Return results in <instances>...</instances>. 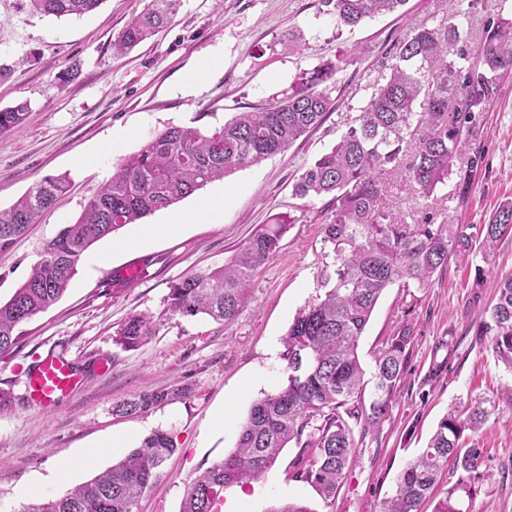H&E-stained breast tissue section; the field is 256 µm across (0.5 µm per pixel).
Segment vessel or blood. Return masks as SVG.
<instances>
[{
	"label": "vessel or blood",
	"mask_w": 512,
	"mask_h": 512,
	"mask_svg": "<svg viewBox=\"0 0 512 512\" xmlns=\"http://www.w3.org/2000/svg\"><path fill=\"white\" fill-rule=\"evenodd\" d=\"M82 375L70 362L47 357L27 373V387L32 403L47 408L68 397L81 383Z\"/></svg>",
	"instance_id": "vessel-or-blood-1"
}]
</instances>
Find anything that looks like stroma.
<instances>
[{
  "mask_svg": "<svg viewBox=\"0 0 512 512\" xmlns=\"http://www.w3.org/2000/svg\"><path fill=\"white\" fill-rule=\"evenodd\" d=\"M147 0H104L90 14L56 18L31 11L21 0H0V64L14 73L0 84V107L26 101L23 129L0 137V208H9L37 180L68 174L70 192L0 252V300H7L41 258L43 244L74 223L83 205L115 168L170 126L221 127L235 113L271 103L302 71L340 49H360L353 65L332 85L336 110L316 130L285 152L235 170L171 207L157 211L95 243L98 264H79L71 287L50 309L21 327L19 343L0 358V390L11 406L0 411V512H20L23 489L48 474L52 462L100 447L96 463L60 480L47 495L62 496L110 467L151 432L170 433L176 453L158 470L139 512H179L187 487L236 446L239 427L252 404L282 385L283 359H271L295 315L320 292L319 277L332 264L322 242L325 219L320 199L299 200L292 186L303 171L329 151L380 80L378 61L425 22L445 17L448 0H408L396 13L337 29L320 14L319 0H183L173 22L124 56L112 41ZM300 32V50L288 48L289 31ZM207 57L219 63L206 80L189 86L185 76ZM79 61V77L56 83L59 64ZM471 146L483 156L467 203H459L454 182L439 186V202L457 224H484L499 202L512 195V73L485 112L477 114ZM122 137L120 151L111 148ZM225 196L221 221L196 219L173 234L142 240L144 228L193 211L199 201ZM280 214L293 216L278 252L257 272L245 308L231 328L199 316L170 315L166 298L172 281L223 265L253 233ZM138 266L134 279L126 270ZM484 266L479 304H471L476 266ZM512 274V234L483 264L450 260L425 288H387L360 339L365 364L402 317L414 325L411 383L404 386L381 444L359 448L357 461L332 504L310 484L292 480L295 447L283 449L264 480L224 493L225 512H272L299 502L310 512H382L406 464L425 448L448 410H466L480 400L494 407L473 436L483 450L480 475L471 482L466 512H512V372L498 362L489 343L476 339L480 306L495 298L497 280ZM134 313L152 315L156 332L140 347L124 350L113 334ZM446 349H439V342ZM55 356L73 362L83 383L49 410L25 396L26 373L36 359ZM447 360L434 386L421 380L432 359ZM109 361L98 369L99 361ZM187 385L190 398L153 411L121 416L113 404L144 386ZM233 418L218 425L223 405ZM121 448L107 450L113 435Z\"/></svg>",
  "mask_w": 512,
  "mask_h": 512,
  "instance_id": "1",
  "label": "stroma"
}]
</instances>
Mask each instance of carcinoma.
Listing matches in <instances>:
<instances>
[{
	"instance_id": "obj_1",
	"label": "carcinoma",
	"mask_w": 512,
	"mask_h": 512,
	"mask_svg": "<svg viewBox=\"0 0 512 512\" xmlns=\"http://www.w3.org/2000/svg\"><path fill=\"white\" fill-rule=\"evenodd\" d=\"M31 10L56 17L84 15L104 0H27ZM406 0H320V12L336 28L356 27L368 18L399 10ZM180 0H148L112 42L122 56L145 42L175 16ZM452 8L424 23L381 62V82L357 109L340 141L316 159L292 187L297 199L328 198L323 243L335 256L321 277L324 295L294 318L283 338L287 382L255 401L240 425L235 449L205 469L185 490L179 512H216L222 492L260 480L283 448H298L292 479L311 484L332 501L345 483L365 441H380L398 395L407 383L414 327L404 319L366 371L359 341L385 289L425 288L435 273L474 248L484 260L512 233V197L500 201L485 224H455L434 198L438 186L457 176L465 201L483 157L469 151L467 137L476 114L498 92L499 78L512 72V20L490 21L476 60ZM339 50L301 72L281 98L266 107L238 112L224 126L203 131L172 126L128 156L86 201L77 221L67 224L41 250V259L11 298L0 301V355L19 342V326L55 304L77 274L81 256L94 243L128 224L170 207L229 172L282 153L318 127L337 107L326 84L359 58ZM29 103L0 108V136L20 130ZM391 173L422 199L420 218L408 224L388 199L382 176ZM66 174L46 175L8 209H0V252L69 189ZM290 215L257 226L224 265L174 280L166 299L172 315H206L229 329L245 307L257 271L275 255ZM475 335L488 340L498 362L512 371V275L500 280L495 303L482 309ZM145 313L129 316L113 342L132 350L153 335ZM191 394L189 386L141 390L116 402L112 411L144 413ZM490 411L477 402L450 410L438 422L423 452L401 473L383 512H421L438 498L434 512H462L470 495L469 475L482 464V449L466 446V432L482 428ZM177 450L173 437L157 430L104 472L56 499L33 498L21 512H137L157 471ZM456 481L439 492L443 477Z\"/></svg>"
}]
</instances>
